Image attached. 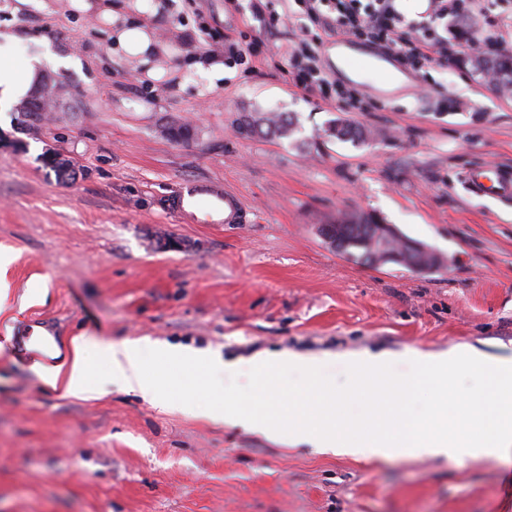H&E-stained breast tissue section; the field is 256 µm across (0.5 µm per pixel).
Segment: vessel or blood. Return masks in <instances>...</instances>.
I'll use <instances>...</instances> for the list:
<instances>
[{
  "mask_svg": "<svg viewBox=\"0 0 512 512\" xmlns=\"http://www.w3.org/2000/svg\"><path fill=\"white\" fill-rule=\"evenodd\" d=\"M473 187L500 198L512 199V180L499 178L497 183H486L482 172L470 176ZM167 206L182 219L194 224H245L249 217L241 201L227 193L217 182H198L180 186Z\"/></svg>",
  "mask_w": 512,
  "mask_h": 512,
  "instance_id": "obj_1",
  "label": "vessel or blood"
}]
</instances>
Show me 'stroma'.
I'll return each instance as SVG.
<instances>
[{"mask_svg": "<svg viewBox=\"0 0 512 512\" xmlns=\"http://www.w3.org/2000/svg\"><path fill=\"white\" fill-rule=\"evenodd\" d=\"M158 51L142 64L109 47L68 0L0 24L47 36L82 72H48L56 106L0 117V512H512V461L358 459L289 445L198 413L246 377L217 376L164 409L106 382L64 397L34 365L62 364L75 336L150 339L247 358L439 351L471 343L512 354V202L468 175L512 177V92L466 45L472 15L448 21L449 62L402 68L393 91L336 67L334 33L297 0H153ZM252 45L244 65L225 39ZM311 44L356 105L295 86L290 50ZM220 65L223 77L208 75ZM246 112H285L293 133L242 138ZM343 120L366 142L331 137ZM186 126L188 140L170 129ZM219 180L248 224H186L166 199ZM370 213L445 259L420 273L342 257L317 227ZM56 336L23 355L21 334Z\"/></svg>", "mask_w": 512, "mask_h": 512, "instance_id": "stroma-1", "label": "stroma"}]
</instances>
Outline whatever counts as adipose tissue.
Returning a JSON list of instances; mask_svg holds the SVG:
<instances>
[{"mask_svg": "<svg viewBox=\"0 0 512 512\" xmlns=\"http://www.w3.org/2000/svg\"><path fill=\"white\" fill-rule=\"evenodd\" d=\"M68 2L75 14L90 16L104 26L128 55L148 62L155 50L151 24L128 23L113 9L112 0ZM22 49L27 56L18 67L13 60ZM81 66L78 55L56 53L47 37L27 27L0 26V112L30 99L47 70ZM91 346L113 383L148 401L158 398L156 377L147 365L151 353L167 366V391L173 396L206 387L210 371L247 374L254 388L215 401L207 418L268 437L284 433L295 446L383 461L406 456L453 462L463 453L476 459L512 458V356L492 359L472 344L439 352L410 351L406 359L412 375L401 381L393 378L397 358L391 353L342 354L339 360L348 389L341 396L319 378L327 362L323 355L261 351L246 359L222 361L181 345L144 339L95 343L80 335L72 341L66 366L39 365L35 371L46 386L64 395H90L94 369L85 351ZM287 369L307 375L308 383L278 388ZM464 370L493 388V396L465 394L448 401L449 388ZM420 388L440 400L438 411L408 413L409 401Z\"/></svg>", "mask_w": 512, "mask_h": 512, "instance_id": "adipose-tissue-1", "label": "adipose tissue"}]
</instances>
